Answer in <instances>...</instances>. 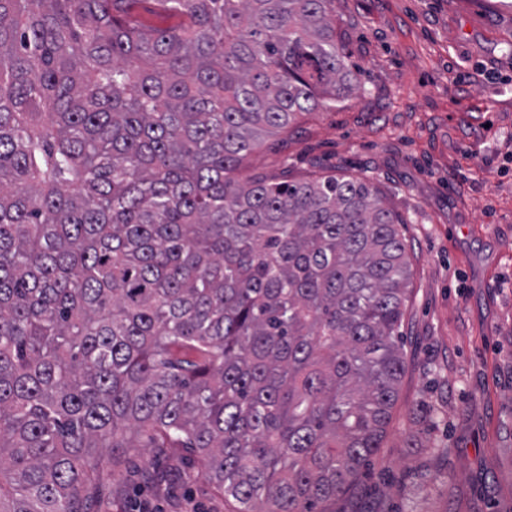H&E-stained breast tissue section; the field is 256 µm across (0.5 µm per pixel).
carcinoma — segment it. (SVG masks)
Wrapping results in <instances>:
<instances>
[{
  "mask_svg": "<svg viewBox=\"0 0 512 512\" xmlns=\"http://www.w3.org/2000/svg\"><path fill=\"white\" fill-rule=\"evenodd\" d=\"M0 0V512L186 448L234 512H328L382 448L410 257L372 185L243 174L352 89L332 0ZM148 4L142 2L134 5L131 14L145 27L156 30H170L179 27L183 23L180 15L163 12L160 10H148Z\"/></svg>",
  "mask_w": 512,
  "mask_h": 512,
  "instance_id": "cac0c4a2",
  "label": "carcinoma"
}]
</instances>
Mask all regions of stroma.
Segmentation results:
<instances>
[{
	"label": "stroma",
	"instance_id": "35a3bbf8",
	"mask_svg": "<svg viewBox=\"0 0 512 512\" xmlns=\"http://www.w3.org/2000/svg\"><path fill=\"white\" fill-rule=\"evenodd\" d=\"M331 14L356 89L245 160L373 182L402 219L398 401L329 508L512 512V0H332ZM156 465L167 481L150 479ZM199 468L184 448L115 449L91 512H232Z\"/></svg>",
	"mask_w": 512,
	"mask_h": 512
}]
</instances>
